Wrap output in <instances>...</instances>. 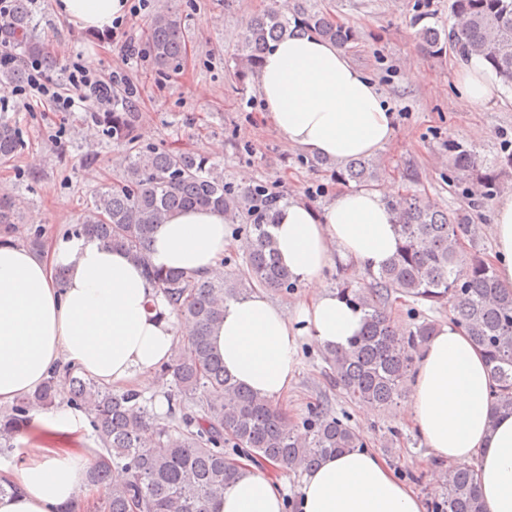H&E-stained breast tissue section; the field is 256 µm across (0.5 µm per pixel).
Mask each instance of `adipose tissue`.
Masks as SVG:
<instances>
[{"mask_svg": "<svg viewBox=\"0 0 512 512\" xmlns=\"http://www.w3.org/2000/svg\"><path fill=\"white\" fill-rule=\"evenodd\" d=\"M58 14L103 29L125 0H56ZM263 117L282 139L315 158L344 162L375 154L395 133V114L372 78L333 43L305 32L264 54L256 75ZM468 102L497 98L490 67L472 59L457 73ZM393 185L337 193L322 209L301 199L280 206L273 228L282 264L310 294L296 314L252 294L224 305L214 344L244 387L277 399L295 379L300 337L341 348L363 328L362 312L326 290L336 260L379 270L398 247L385 205ZM492 260L512 289V195L495 208ZM231 238L221 212L188 208L159 225L150 263L194 278L211 276ZM65 270V282L56 273ZM178 326L156 283L123 250L84 236L60 235L35 253L0 236V407L74 368L106 385L143 383L169 360ZM407 415L429 450L428 462L477 460L485 512H512V415L492 416L483 354L454 324L439 327L409 382ZM82 415L63 408L34 414L16 453L0 466V512H63L88 497L94 449L72 446ZM297 512H425L422 499L377 453L356 448L325 458L304 476ZM211 512H285V497L265 468L251 463L211 505Z\"/></svg>", "mask_w": 512, "mask_h": 512, "instance_id": "obj_1", "label": "adipose tissue"}]
</instances>
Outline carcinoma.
I'll use <instances>...</instances> for the list:
<instances>
[{
    "label": "carcinoma",
    "mask_w": 512,
    "mask_h": 512,
    "mask_svg": "<svg viewBox=\"0 0 512 512\" xmlns=\"http://www.w3.org/2000/svg\"><path fill=\"white\" fill-rule=\"evenodd\" d=\"M5 37L19 42L33 20L29 0H13ZM455 24L448 30L421 24L416 32L424 55L451 49L462 60L486 61L507 87H512V0H451ZM346 45L353 30L336 25L316 0H293L286 12L270 10L252 16L241 35L235 57L240 90L254 73L270 43L296 30ZM150 56L161 68L180 64L186 48L182 15H158L147 30ZM19 60L0 56V82L21 83ZM139 113L130 92L112 91V111L103 113L104 132L122 153V176L99 191L85 222L72 233L124 249L144 266L157 284L161 299L194 328L177 347L173 362L159 370L167 387L169 422L154 423L148 400L136 389L114 390L68 369L67 397L53 379L0 412V449L12 447L31 420V413L65 403L91 417L100 450L89 469V484L98 494V512H210V504L233 484L244 458L263 465L271 461L297 474L325 457L366 447L362 435L329 410L316 406L304 431L293 428L288 415L272 402L243 388L224 370L213 335L223 317V303L246 296L258 287H294L295 277L278 258L271 228L276 207L259 201L264 189L236 198L224 173L204 154L133 146ZM24 142L10 120L0 116V158L17 155ZM453 170L475 191L491 184L481 172L474 151L448 140ZM380 164L372 158L348 161L336 173L344 182L369 187L378 181ZM394 214L399 250L387 266L369 273L366 287L344 281L338 293L361 310L364 326L347 347L326 352V375L352 401L383 410L405 395L421 349L436 330L431 320L408 331L395 328L388 309L394 296L448 309L486 357L492 381V416L512 414V291L502 288L495 270L464 251L477 226L451 210H441L417 192L387 202ZM190 207L224 212L231 222L247 211L246 267L241 275L190 279L180 272L155 268L147 247L157 225ZM432 512H483L478 463H455L445 470V493L432 502Z\"/></svg>",
    "instance_id": "carcinoma-1"
}]
</instances>
